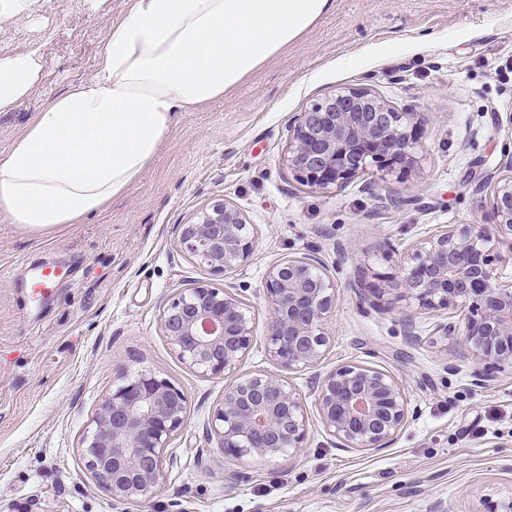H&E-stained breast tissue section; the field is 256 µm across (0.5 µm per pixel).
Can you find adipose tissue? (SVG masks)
I'll return each instance as SVG.
<instances>
[{
  "label": "adipose tissue",
  "mask_w": 512,
  "mask_h": 512,
  "mask_svg": "<svg viewBox=\"0 0 512 512\" xmlns=\"http://www.w3.org/2000/svg\"><path fill=\"white\" fill-rule=\"evenodd\" d=\"M335 0H133L95 77L52 100L0 155V217L33 233L77 224L139 179L178 114L223 98L298 42ZM0 57V112L36 83Z\"/></svg>",
  "instance_id": "ef3b65f1"
}]
</instances>
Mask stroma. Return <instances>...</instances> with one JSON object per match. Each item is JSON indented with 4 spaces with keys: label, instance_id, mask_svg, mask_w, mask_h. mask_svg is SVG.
Returning <instances> with one entry per match:
<instances>
[{
    "label": "stroma",
    "instance_id": "obj_1",
    "mask_svg": "<svg viewBox=\"0 0 512 512\" xmlns=\"http://www.w3.org/2000/svg\"><path fill=\"white\" fill-rule=\"evenodd\" d=\"M131 0H39L0 28V56L31 53L38 82L0 112V154L54 98L93 79ZM366 87L413 113L414 166L368 169L342 188L303 182L288 127L312 102ZM512 154V0H336L293 47L204 107L178 115L143 175L80 224L35 235L0 221V512H487L512 498V367L476 385V364L440 323L463 308L418 310L406 342L398 312L363 301L361 273L391 271L439 224L496 219L488 183ZM257 229L248 262L212 274L180 245L215 201ZM320 258L336 285L330 345L290 373L310 435L298 455L243 461L204 428L225 379L181 361L160 319L177 292L208 283L251 306L253 349L240 374L276 372L264 346L268 268ZM60 277L45 296L41 267ZM345 365L389 373L409 417L379 451L337 447L321 423L315 376ZM154 370L188 400L173 462L149 503L113 506L86 473L79 441L121 369Z\"/></svg>",
    "mask_w": 512,
    "mask_h": 512
}]
</instances>
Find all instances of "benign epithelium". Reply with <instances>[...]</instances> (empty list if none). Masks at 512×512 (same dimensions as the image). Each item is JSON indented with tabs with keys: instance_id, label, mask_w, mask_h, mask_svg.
Segmentation results:
<instances>
[{
	"instance_id": "1",
	"label": "benign epithelium",
	"mask_w": 512,
	"mask_h": 512,
	"mask_svg": "<svg viewBox=\"0 0 512 512\" xmlns=\"http://www.w3.org/2000/svg\"><path fill=\"white\" fill-rule=\"evenodd\" d=\"M413 116L366 88H347L294 117L288 162L321 189L341 188L369 166L383 178L402 173L414 163L408 131ZM503 169L489 186L492 228L441 225L407 248L395 272L374 273L369 280L362 275L353 284L372 306L398 312L411 341L416 339L413 306L467 308L461 325L447 322L440 331L461 336L464 350L481 365L475 371L479 385L493 380L495 370L512 366V279L498 271L512 264V254L497 252L502 240L512 241V158ZM254 241V225L223 200L182 225L180 235L181 246L215 274L244 265ZM264 295L267 359L288 371L318 366L336 302V285L322 262L312 255L276 262L267 270ZM161 329L191 368L233 377L206 427L224 454L274 460L305 448L309 421L289 378L267 372L235 376L253 348L251 310L239 295L209 284L181 292L163 311ZM316 383L323 426L343 448H386L408 420L404 391L384 371L350 365L317 376ZM186 414V395L167 379L150 369L121 371L80 441L85 469L114 503L151 501Z\"/></svg>"
}]
</instances>
